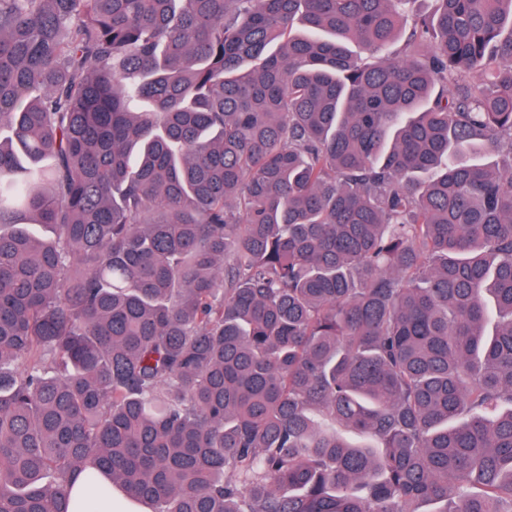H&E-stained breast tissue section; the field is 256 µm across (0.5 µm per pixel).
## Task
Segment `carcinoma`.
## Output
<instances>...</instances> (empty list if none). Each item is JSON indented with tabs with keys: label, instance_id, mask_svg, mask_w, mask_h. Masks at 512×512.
<instances>
[{
	"label": "carcinoma",
	"instance_id": "cac0c4a2",
	"mask_svg": "<svg viewBox=\"0 0 512 512\" xmlns=\"http://www.w3.org/2000/svg\"><path fill=\"white\" fill-rule=\"evenodd\" d=\"M416 2L0 0V512H512V0Z\"/></svg>",
	"mask_w": 512,
	"mask_h": 512
}]
</instances>
